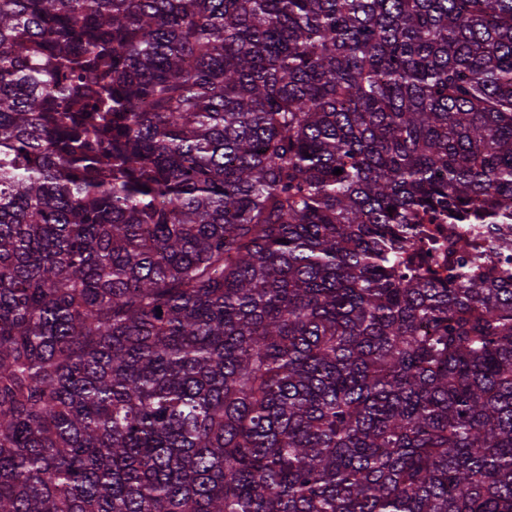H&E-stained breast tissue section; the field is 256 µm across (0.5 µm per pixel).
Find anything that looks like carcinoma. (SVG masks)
<instances>
[{
  "label": "carcinoma",
  "instance_id": "cac0c4a2",
  "mask_svg": "<svg viewBox=\"0 0 512 512\" xmlns=\"http://www.w3.org/2000/svg\"><path fill=\"white\" fill-rule=\"evenodd\" d=\"M511 201L512 0H0V512H512ZM428 231V235L437 239L439 249L432 252L430 260L435 268L448 275V267L455 265L460 258L467 254L462 248V241L459 235L462 234L461 228H453L451 224H423ZM498 225L499 229L496 231L498 240L490 238L487 233L483 238H473L478 242L477 250L481 249V254H486V260H484L482 266L488 278L500 277L512 269V261L510 262V258L512 260V225Z\"/></svg>",
  "mask_w": 512,
  "mask_h": 512
}]
</instances>
